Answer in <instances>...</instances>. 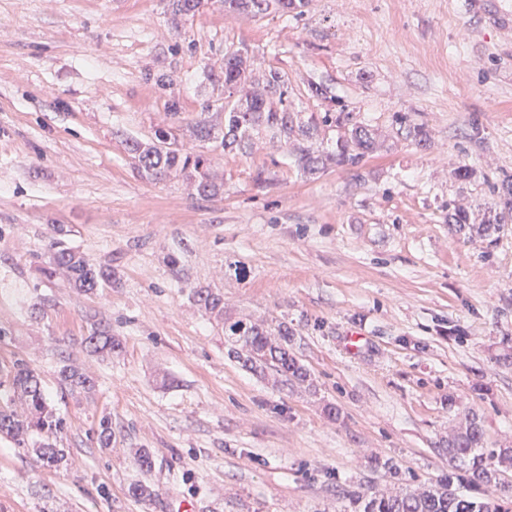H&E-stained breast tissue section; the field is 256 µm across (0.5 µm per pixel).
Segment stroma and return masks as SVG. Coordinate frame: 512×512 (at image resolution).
I'll return each instance as SVG.
<instances>
[{"mask_svg":"<svg viewBox=\"0 0 512 512\" xmlns=\"http://www.w3.org/2000/svg\"><path fill=\"white\" fill-rule=\"evenodd\" d=\"M466 2L252 17L222 0L189 15L172 0H0V361L34 369L68 424L59 468L0 438V512H342L345 493L447 472L466 414L486 447L512 448V30ZM237 50L255 77L281 74V109L319 121L318 173L262 129L224 152L220 76ZM340 110L372 133L355 167L337 161L345 129L321 122ZM200 121L214 140H194ZM169 127L211 158L218 195L140 172L130 142ZM59 240L112 265L111 286L43 278ZM199 288L225 315L287 325L309 382L232 358ZM100 322L119 353L85 348ZM65 363L95 389L65 390Z\"/></svg>","mask_w":512,"mask_h":512,"instance_id":"35a3bbf8","label":"stroma"}]
</instances>
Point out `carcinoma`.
Wrapping results in <instances>:
<instances>
[{
	"label": "carcinoma",
	"mask_w": 512,
	"mask_h": 512,
	"mask_svg": "<svg viewBox=\"0 0 512 512\" xmlns=\"http://www.w3.org/2000/svg\"><path fill=\"white\" fill-rule=\"evenodd\" d=\"M273 1L284 9L297 7L296 0H222L226 12L246 11L255 15L265 13ZM244 73L242 53L226 52L224 86L236 89ZM281 84L282 76L271 71L263 88L252 91L243 99L227 102L224 106V149L241 145L260 128L274 138L293 134V116L276 108L270 99ZM329 122L348 128L350 133V140L341 147L340 162L358 165L371 146L369 130L351 112H326L322 123ZM130 151L137 158L139 167L155 179L179 169L193 181L197 193L202 196L216 195L222 189L211 176L208 156L184 148L171 129L159 131L155 141L148 144L131 142ZM296 161L309 170L319 164L318 157L303 144L296 147ZM39 271L46 279L63 273L73 287L87 294L112 285L115 276L112 266L93 263L61 240L56 242L49 259L39 265ZM194 297L205 309L224 319L229 354L243 367L255 372L270 368L290 382L307 380L306 368L288 348L290 334L287 327L277 326L278 341L274 342L269 331L224 317V299L220 295L200 289L194 291ZM85 344L92 353L110 354L121 349L119 338L102 323L92 329ZM58 376L70 392L95 386L90 376L67 364L59 367ZM0 387L9 389L25 408L23 415L0 409V434L19 438L24 447L27 446L25 439L35 435L39 437L38 447L32 452L51 466L62 465L67 460V449L56 447V443L66 432L67 422L48 404L41 377L19 359L9 365L0 362ZM95 434L97 443L107 446L112 439V419L101 417ZM448 465V473L422 488L407 487L395 494L355 491L349 495L344 512H512V492L494 494L486 491L480 497L467 492L471 486L499 484L501 469L512 467V448L484 447V433L476 418H471L465 428L448 438Z\"/></svg>",
	"instance_id": "cac0c4a2"
}]
</instances>
